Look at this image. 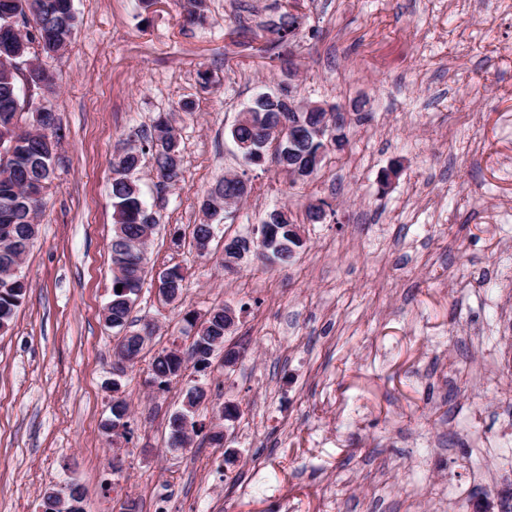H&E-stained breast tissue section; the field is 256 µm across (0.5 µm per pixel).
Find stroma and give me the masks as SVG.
<instances>
[{
	"instance_id": "obj_1",
	"label": "stroma",
	"mask_w": 512,
	"mask_h": 512,
	"mask_svg": "<svg viewBox=\"0 0 512 512\" xmlns=\"http://www.w3.org/2000/svg\"><path fill=\"white\" fill-rule=\"evenodd\" d=\"M72 5L71 44L44 60L64 138L21 266L30 286L0 333V512H39L45 489L70 481L88 512L156 497L168 512L187 500L268 512L276 498L293 512H499L512 490V0H300L286 60L266 29L285 0H206L200 24L185 0ZM287 81L347 116L345 150L296 186L272 158L244 164L230 135L258 92ZM161 113L180 178L160 186L149 158L136 175L158 226L131 314L156 332L117 377L120 335L102 319L112 158ZM228 172L252 190L203 253L200 201ZM319 199L327 216L308 223ZM280 207L302 229L295 257L225 268V236L258 238ZM175 265L185 290L169 302L156 277ZM221 306L237 364L219 350L158 390L152 358L188 349L185 312ZM193 385L206 390L197 419L226 405L237 417L224 446L202 432L169 451L168 419ZM116 396L130 412L110 440Z\"/></svg>"
}]
</instances>
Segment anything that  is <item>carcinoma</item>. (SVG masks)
I'll use <instances>...</instances> for the list:
<instances>
[{"label": "carcinoma", "mask_w": 512, "mask_h": 512, "mask_svg": "<svg viewBox=\"0 0 512 512\" xmlns=\"http://www.w3.org/2000/svg\"><path fill=\"white\" fill-rule=\"evenodd\" d=\"M16 13L24 23L31 24L25 30L23 39L42 49L44 55L53 50L57 36L74 32L76 15L70 13V0H0V16ZM298 18L284 12L279 22L270 26L274 35L273 46L285 45L295 37ZM21 77L17 70L4 68L0 62V137L19 127V114L28 106L20 99ZM288 113V104L272 95L255 100L240 112L231 136L235 143L246 145L240 150L242 159L247 164H256L261 159L260 152L266 150V144L274 140V128ZM153 132L138 134L140 146H124L116 153L112 163L111 200L115 221L112 239V294L103 309V319L108 327L122 330L126 328L131 307L142 289L144 279L133 285L122 274L121 268H135L140 257L145 255L146 243L142 236L147 227L157 226L152 211L145 205L132 174L139 168L144 155L149 154L155 161L157 176L165 186H174L179 179V169L172 164V155L181 154L178 137L167 117L158 116L152 126ZM319 146L314 140L302 133L288 141L283 136L280 147L275 150L276 162L283 167L292 163L304 170L313 162ZM56 148L48 147L30 131H23V138L13 147L12 157L6 167H0V234L11 241L0 240V270L15 262L25 254L17 249L36 235L33 228L32 214L41 208L42 199L36 194L47 182L54 171ZM251 186L241 178L220 180L201 200L200 209L205 216L211 214L214 201L224 206L228 201L238 203L245 199ZM292 220L289 212L280 213L279 223L267 225L262 241L253 245L247 239L240 240L241 248L247 252L255 248L258 255L271 254L274 259L286 263L290 261L304 241L290 237L289 225ZM184 275L178 266L166 269L159 276L161 295L172 302L181 297ZM122 286L117 291L115 287ZM28 285L15 277L0 276V331L10 328L15 311L22 304ZM225 308H217L201 323H196L192 315H187L186 322L195 331L193 341L186 353L165 349L154 356L151 371L153 384L158 389L168 388L172 380L182 376L188 361H193L197 368L211 364L214 353L224 344V337L229 323L224 316ZM206 396L205 390L194 386L190 388L182 401L181 408L168 420L169 437L167 444L178 441L185 431L194 434L202 430L195 412ZM128 402L123 398L112 399L111 418L103 425L108 435L118 434L119 429L126 428ZM56 489L48 488L42 497V512H87L82 487L71 481L67 483L65 501L59 502L55 496Z\"/></svg>", "instance_id": "carcinoma-1"}]
</instances>
